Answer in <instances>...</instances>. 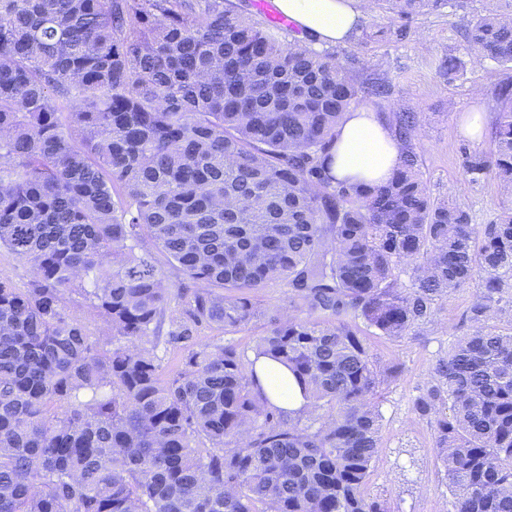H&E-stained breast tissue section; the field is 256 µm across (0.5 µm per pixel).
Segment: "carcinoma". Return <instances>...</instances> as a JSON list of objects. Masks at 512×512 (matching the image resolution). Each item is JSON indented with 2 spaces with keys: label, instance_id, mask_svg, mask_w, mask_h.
Here are the masks:
<instances>
[{
  "label": "carcinoma",
  "instance_id": "carcinoma-1",
  "mask_svg": "<svg viewBox=\"0 0 512 512\" xmlns=\"http://www.w3.org/2000/svg\"><path fill=\"white\" fill-rule=\"evenodd\" d=\"M502 2L466 40L511 67ZM385 93L224 0H0V248L33 268L26 288L0 279V512H386L366 493L380 379L355 320L402 338L470 284L472 329L413 408L454 512H512V326L490 323L512 290V208L474 224L433 197L412 112L393 117L399 171L336 180V127ZM498 96L494 148L466 168L512 191V82ZM171 270L193 285L179 317ZM276 282L289 312L269 315L253 292ZM265 316L252 359L195 341ZM161 343L183 350L166 379ZM259 357L309 409L269 403Z\"/></svg>",
  "mask_w": 512,
  "mask_h": 512
}]
</instances>
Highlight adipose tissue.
I'll return each mask as SVG.
<instances>
[{"label": "adipose tissue", "mask_w": 512, "mask_h": 512, "mask_svg": "<svg viewBox=\"0 0 512 512\" xmlns=\"http://www.w3.org/2000/svg\"><path fill=\"white\" fill-rule=\"evenodd\" d=\"M279 9L322 46L345 42L366 12L367 0H277ZM402 151L390 126L373 109L346 112L336 129L330 169L340 181L372 187L400 167ZM255 370L269 401L286 411L304 407L300 387L288 368L262 358Z\"/></svg>", "instance_id": "adipose-tissue-1"}]
</instances>
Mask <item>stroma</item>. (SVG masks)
<instances>
[{"mask_svg":"<svg viewBox=\"0 0 512 512\" xmlns=\"http://www.w3.org/2000/svg\"><path fill=\"white\" fill-rule=\"evenodd\" d=\"M490 0H467L466 10L444 9L406 22L377 10L364 15L350 39L332 46L357 84L379 82L388 93L366 97L362 106L386 119L416 113L413 147L433 197L466 208L474 223L485 224L512 207L490 174L471 178L469 154H487L501 102L497 90L512 81V70L486 61L474 63L463 33L468 20L490 7ZM462 62L460 72L444 75L447 54ZM473 291L463 288L438 302L431 323L400 339L373 336L370 353L383 377L378 393L381 448L366 486L387 512H451L452 495L434 447L433 426L413 410L429 370L447 356L455 340L471 327L467 310Z\"/></svg>","mask_w":512,"mask_h":512,"instance_id":"35a3bbf8","label":"stroma"}]
</instances>
